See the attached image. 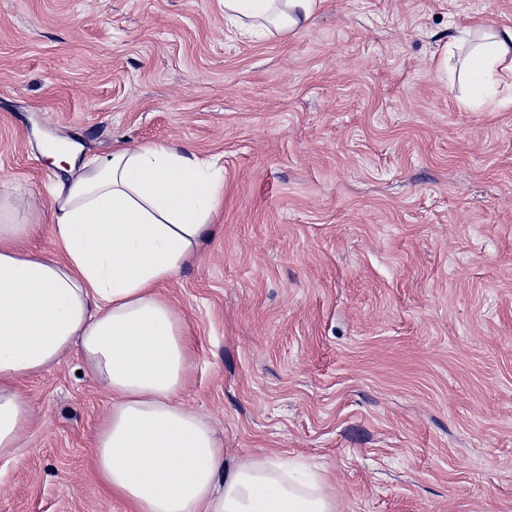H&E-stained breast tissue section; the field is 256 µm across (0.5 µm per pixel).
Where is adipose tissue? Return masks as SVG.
<instances>
[{
    "label": "adipose tissue",
    "instance_id": "1",
    "mask_svg": "<svg viewBox=\"0 0 512 512\" xmlns=\"http://www.w3.org/2000/svg\"><path fill=\"white\" fill-rule=\"evenodd\" d=\"M321 0H224L241 34H287ZM471 50L455 74L467 104L492 78L512 80V28L461 32ZM224 167L175 146L125 144L90 157L50 188L54 250L25 245L32 224L0 213V457L24 446L23 379L78 349L110 394L94 466L130 512H339L319 478L288 460L228 467L213 430L177 396L189 378L185 322L157 291L193 260L223 202Z\"/></svg>",
    "mask_w": 512,
    "mask_h": 512
}]
</instances>
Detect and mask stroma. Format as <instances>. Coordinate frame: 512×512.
<instances>
[{
    "label": "stroma",
    "mask_w": 512,
    "mask_h": 512,
    "mask_svg": "<svg viewBox=\"0 0 512 512\" xmlns=\"http://www.w3.org/2000/svg\"><path fill=\"white\" fill-rule=\"evenodd\" d=\"M487 23L512 0H322L251 38L224 0H0V195L49 252L47 148L220 158L216 228L161 291L193 339L180 399L226 461L309 466L340 512H512V90L468 107L436 74ZM83 367L22 382L0 512H126Z\"/></svg>",
    "instance_id": "obj_1"
}]
</instances>
